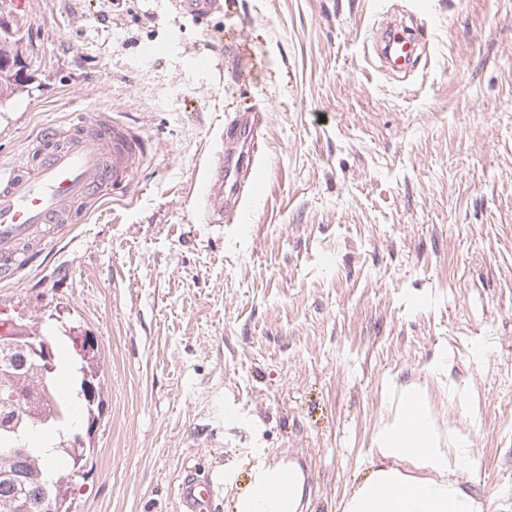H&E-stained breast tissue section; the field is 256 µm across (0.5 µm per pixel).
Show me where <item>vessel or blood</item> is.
I'll return each mask as SVG.
<instances>
[{"label": "vessel or blood", "instance_id": "b4317fda", "mask_svg": "<svg viewBox=\"0 0 512 512\" xmlns=\"http://www.w3.org/2000/svg\"><path fill=\"white\" fill-rule=\"evenodd\" d=\"M183 16L201 18L219 11L220 0H171ZM257 112L236 114L229 122L217 161L199 192L205 223L237 217L250 231L242 197L254 193L263 173L253 156L242 155L243 129L259 125ZM147 154L144 140L126 125L106 117L83 119L68 128L49 127L34 142L27 160L0 167V279L26 269L27 250L51 224H78L106 196L126 197L135 171ZM179 512H211L214 485L209 473L184 468L175 486Z\"/></svg>", "mask_w": 512, "mask_h": 512}]
</instances>
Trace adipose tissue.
Listing matches in <instances>:
<instances>
[{
    "label": "adipose tissue",
    "instance_id": "1",
    "mask_svg": "<svg viewBox=\"0 0 512 512\" xmlns=\"http://www.w3.org/2000/svg\"><path fill=\"white\" fill-rule=\"evenodd\" d=\"M382 457L345 500L342 512H474L471 497L451 481L450 473L471 467L466 446L443 447L425 404L423 390L406 387L393 417L374 437ZM409 457L432 475L417 478L394 467ZM234 512H302L306 480L298 463L288 459L256 462L244 483L229 482Z\"/></svg>",
    "mask_w": 512,
    "mask_h": 512
}]
</instances>
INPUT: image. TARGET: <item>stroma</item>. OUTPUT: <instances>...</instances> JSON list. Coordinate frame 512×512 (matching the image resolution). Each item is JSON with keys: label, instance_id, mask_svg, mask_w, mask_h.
Listing matches in <instances>:
<instances>
[{"label": "stroma", "instance_id": "35a3bbf8", "mask_svg": "<svg viewBox=\"0 0 512 512\" xmlns=\"http://www.w3.org/2000/svg\"><path fill=\"white\" fill-rule=\"evenodd\" d=\"M0 0L25 53L0 104V163L97 111L145 140L101 202L0 281L18 321L61 305L98 339L104 406L73 512H177L189 465L307 474L304 512H341L410 385L459 483L512 512V0ZM428 60L372 51L384 12ZM155 46L145 55V46ZM262 110L265 178L202 223L199 185L234 113ZM220 0H172V7L181 15L202 18L219 11Z\"/></svg>", "mask_w": 512, "mask_h": 512}]
</instances>
